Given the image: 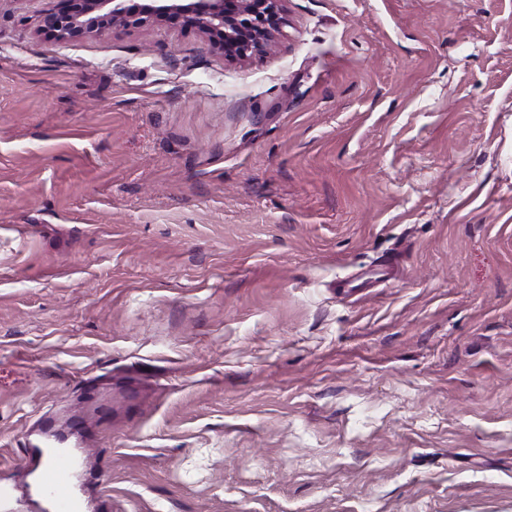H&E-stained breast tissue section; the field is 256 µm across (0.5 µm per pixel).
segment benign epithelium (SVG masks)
Listing matches in <instances>:
<instances>
[{"mask_svg": "<svg viewBox=\"0 0 512 512\" xmlns=\"http://www.w3.org/2000/svg\"><path fill=\"white\" fill-rule=\"evenodd\" d=\"M286 0H53L39 31L70 41L117 28L179 22L224 56L247 61L268 52L286 24Z\"/></svg>", "mask_w": 512, "mask_h": 512, "instance_id": "benign-epithelium-1", "label": "benign epithelium"}]
</instances>
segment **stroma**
Listing matches in <instances>:
<instances>
[{"mask_svg":"<svg viewBox=\"0 0 512 512\" xmlns=\"http://www.w3.org/2000/svg\"><path fill=\"white\" fill-rule=\"evenodd\" d=\"M0 0V512H512V0H288L246 63ZM35 460L36 482L34 494L45 512H79L82 483H77V468L81 467L76 451L66 465H56L59 450L53 443L30 448Z\"/></svg>","mask_w":512,"mask_h":512,"instance_id":"stroma-1","label":"stroma"}]
</instances>
